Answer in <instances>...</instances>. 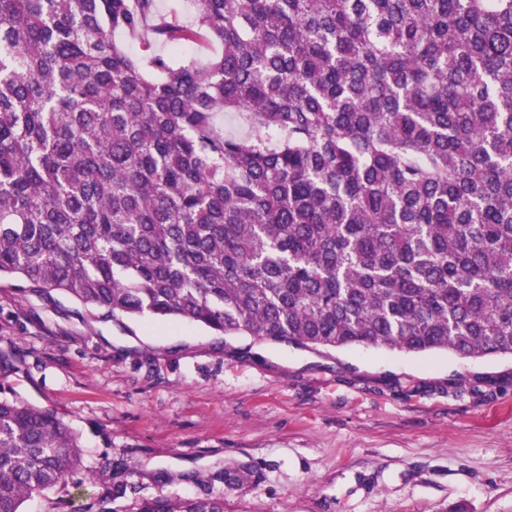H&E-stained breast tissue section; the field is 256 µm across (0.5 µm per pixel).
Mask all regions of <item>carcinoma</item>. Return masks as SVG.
<instances>
[{
	"label": "carcinoma",
	"instance_id": "cac0c4a2",
	"mask_svg": "<svg viewBox=\"0 0 512 512\" xmlns=\"http://www.w3.org/2000/svg\"><path fill=\"white\" fill-rule=\"evenodd\" d=\"M190 2L0 0V279L104 319L512 356V0ZM81 463L0 398V512Z\"/></svg>",
	"mask_w": 512,
	"mask_h": 512
}]
</instances>
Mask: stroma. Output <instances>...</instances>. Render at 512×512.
<instances>
[{
  "label": "stroma",
  "mask_w": 512,
  "mask_h": 512,
  "mask_svg": "<svg viewBox=\"0 0 512 512\" xmlns=\"http://www.w3.org/2000/svg\"><path fill=\"white\" fill-rule=\"evenodd\" d=\"M0 394L79 434L80 472L23 512H85L126 483L224 512H512V358L319 349L188 322L102 319L0 281ZM493 388L454 393L475 379Z\"/></svg>",
  "instance_id": "1"
}]
</instances>
